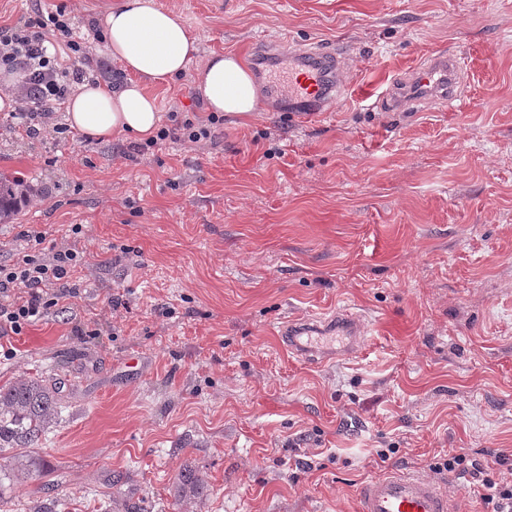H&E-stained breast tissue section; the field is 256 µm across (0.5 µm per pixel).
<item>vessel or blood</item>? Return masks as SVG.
<instances>
[{"label": "vessel or blood", "instance_id": "vessel-or-blood-1", "mask_svg": "<svg viewBox=\"0 0 512 512\" xmlns=\"http://www.w3.org/2000/svg\"><path fill=\"white\" fill-rule=\"evenodd\" d=\"M298 65L288 73V96L311 104L313 111L330 108L326 87L335 83L341 56L334 48L323 47L313 51L312 62H304L299 49L288 52ZM467 62L463 56L439 52L407 73L412 86L424 91L434 101L454 104L459 97L460 80ZM362 333L360 319L340 311L315 324L283 322L280 334L286 345L303 359L321 363L327 357L323 347L314 342L318 336H343L348 344H355ZM360 512H450L447 492L429 478L408 473H390L371 480L360 491Z\"/></svg>", "mask_w": 512, "mask_h": 512}]
</instances>
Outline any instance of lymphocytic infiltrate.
I'll list each match as a JSON object with an SVG mask.
<instances>
[{
    "label": "lymphocytic infiltrate",
    "instance_id": "lymphocytic-infiltrate-1",
    "mask_svg": "<svg viewBox=\"0 0 512 512\" xmlns=\"http://www.w3.org/2000/svg\"><path fill=\"white\" fill-rule=\"evenodd\" d=\"M99 39L100 34L95 30L87 35L79 34L62 7L48 13L38 7L15 25L0 26V67L22 77L14 88L18 103L15 131L19 136L34 137L40 127L53 124L76 86L88 81L84 65ZM170 120V125L158 130L157 140L204 145L216 136V118L202 121L174 113ZM26 238L33 243L34 253L11 265L0 264V328L16 334L57 305V298L48 296L47 286L68 279L86 263L83 253L47 243L45 232L31 230ZM18 285L26 288L25 299L5 303L10 288ZM435 469L469 475L486 488L483 502L491 506L492 512H512V481L494 480L486 467L468 455L449 454L447 459L436 463Z\"/></svg>",
    "mask_w": 512,
    "mask_h": 512
}]
</instances>
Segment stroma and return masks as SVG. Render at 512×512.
Instances as JSON below:
<instances>
[{
  "label": "stroma",
  "mask_w": 512,
  "mask_h": 512,
  "mask_svg": "<svg viewBox=\"0 0 512 512\" xmlns=\"http://www.w3.org/2000/svg\"><path fill=\"white\" fill-rule=\"evenodd\" d=\"M157 2L200 56L245 62L260 107L202 149L22 139L0 110V173L42 190L0 224V263L34 228L87 260L0 337V386L50 378L62 400L27 478L0 452V512H356L391 472L490 512L433 466L512 452V0ZM263 39L341 49L331 111L276 93L289 62ZM438 51L467 61L462 110L374 107ZM194 75L151 87L161 115L208 119ZM343 307L366 320L354 349L314 365L282 345L284 321ZM186 467L207 490L182 506Z\"/></svg>",
  "instance_id": "35a3bbf8"
}]
</instances>
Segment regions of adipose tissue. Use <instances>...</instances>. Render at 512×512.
<instances>
[{
    "label": "adipose tissue",
    "mask_w": 512,
    "mask_h": 512,
    "mask_svg": "<svg viewBox=\"0 0 512 512\" xmlns=\"http://www.w3.org/2000/svg\"><path fill=\"white\" fill-rule=\"evenodd\" d=\"M103 27L108 52L126 78L110 88L83 84L68 100V121L87 138L152 137L161 115L147 84L168 82L191 65L207 111L245 115L258 110L255 81L239 57L213 53L199 58L197 40L180 15L155 0H117Z\"/></svg>",
    "instance_id": "adipose-tissue-1"
}]
</instances>
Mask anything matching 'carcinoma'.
<instances>
[{"mask_svg":"<svg viewBox=\"0 0 512 512\" xmlns=\"http://www.w3.org/2000/svg\"><path fill=\"white\" fill-rule=\"evenodd\" d=\"M32 187L23 177L0 176V223L8 224L25 205ZM60 413L56 384L36 377H22L0 388V450L30 448L35 445ZM182 497H194L204 488V480L191 469L177 476Z\"/></svg>","mask_w":512,"mask_h":512,"instance_id":"carcinoma-1","label":"carcinoma"}]
</instances>
